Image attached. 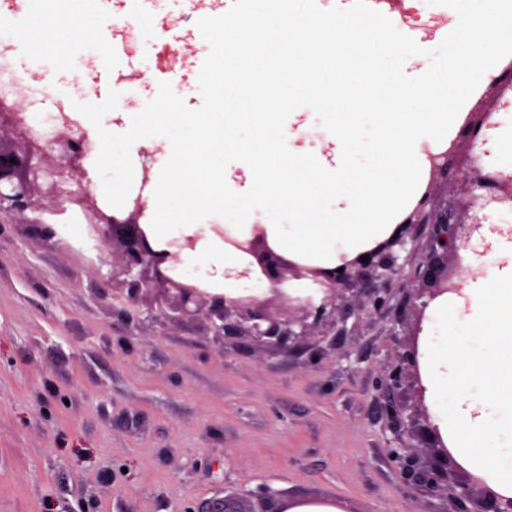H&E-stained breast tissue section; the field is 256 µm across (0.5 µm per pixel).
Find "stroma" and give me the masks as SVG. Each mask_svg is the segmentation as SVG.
<instances>
[{
    "label": "stroma",
    "instance_id": "1",
    "mask_svg": "<svg viewBox=\"0 0 512 512\" xmlns=\"http://www.w3.org/2000/svg\"><path fill=\"white\" fill-rule=\"evenodd\" d=\"M128 8L83 0L77 21L101 20L103 42L131 54L91 62L39 111L70 104L78 122L81 106L134 89L125 109L139 112L161 87L195 81V57L174 74L167 55L179 39L194 49L197 14L151 18L147 67ZM37 216L0 217V512H207L221 500L264 512L265 486L356 512H445L446 499L410 500L387 456L410 441L375 388L414 325L400 290L381 313L350 311L335 343L273 353L128 304L110 262L78 247L85 226L61 213L46 242L25 228Z\"/></svg>",
    "mask_w": 512,
    "mask_h": 512
}]
</instances>
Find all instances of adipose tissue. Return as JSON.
Listing matches in <instances>:
<instances>
[{"mask_svg": "<svg viewBox=\"0 0 512 512\" xmlns=\"http://www.w3.org/2000/svg\"><path fill=\"white\" fill-rule=\"evenodd\" d=\"M68 0L28 21H0V43L20 46V59L41 68L46 50L61 41L54 70L34 97L54 93L70 76L71 56H99L95 22L74 26ZM455 14L433 36L403 22L387 0H335L312 12L304 0L283 10L255 9L207 35L209 57L224 63V94L233 98L243 76L229 66L250 30L265 35V52L287 56L295 69L316 58L339 72L360 71L372 95L342 99L338 112H185L165 89L142 112L111 102L115 125L90 107L98 131L92 190L119 205L140 180L133 153L162 146L161 167L147 191L157 218V243L197 237L176 269L189 281H213L225 295L255 293L264 281L237 278L243 258L211 233L219 224L246 237L247 219L260 214L270 245L301 263L332 267L385 238L425 185L428 157L453 137L472 97L512 55V0H454ZM432 64H425L427 55ZM398 64L384 69L387 57ZM421 103L416 112L397 103ZM316 125L326 134L316 148L302 143ZM492 248L478 262L484 277L461 295H444L427 310L418 361L430 421L456 464L497 496L512 497V210L499 214Z\"/></svg>", "mask_w": 512, "mask_h": 512, "instance_id": "obj_1", "label": "adipose tissue"}]
</instances>
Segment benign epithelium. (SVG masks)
Wrapping results in <instances>:
<instances>
[{
	"label": "benign epithelium",
	"instance_id": "benign-epithelium-1",
	"mask_svg": "<svg viewBox=\"0 0 512 512\" xmlns=\"http://www.w3.org/2000/svg\"><path fill=\"white\" fill-rule=\"evenodd\" d=\"M509 89L511 62L501 66L488 92L499 100ZM495 119V113L484 109L483 100H478L465 120L466 153L457 156L452 142L446 151L429 156L433 177L447 173L451 161L463 170L466 209L472 212L468 222L462 220L461 203L438 200L430 182L415 208L387 238L337 267L307 266L288 259L270 246L259 227L247 241L225 238L247 259L239 276L268 283L265 297L247 292L226 297L207 284L181 281L174 264L181 254L195 250L197 238L189 236L166 245L153 241L140 223L145 210L140 198L125 212L102 209L87 189L89 180L82 166L81 144L87 141V134L82 131L74 136L66 120L56 134L60 154L54 157L51 145L31 135L24 113L0 107V136L8 137L6 146L0 145V213L14 215L33 207L48 211L61 202L69 203L83 213L89 241L100 252L98 258L111 259L112 287L128 302L144 303L163 314L171 311L181 320H204L217 336H239L277 352H290L304 347L311 336L346 335V326H337L336 311L349 303L350 296L357 311L368 317L384 308L396 271L394 248L404 246L406 236L418 225L426 227V242L410 260L420 286L401 285L418 320H423L435 298L461 289L462 282L473 275L472 269L462 264L461 254L496 231L488 222L492 215L512 207V174L486 170L479 154V147L487 143L496 126ZM364 255L368 256L366 262ZM421 331L422 327H416L406 350L381 367L378 381L389 398L391 417L413 434L422 450L389 448L388 456L417 498L444 495L454 512H512V498L480 489L473 479L448 484L449 471L456 463L431 425L424 404L417 358ZM406 386L414 388L419 397V409L408 416L395 401Z\"/></svg>",
	"mask_w": 512,
	"mask_h": 512
}]
</instances>
